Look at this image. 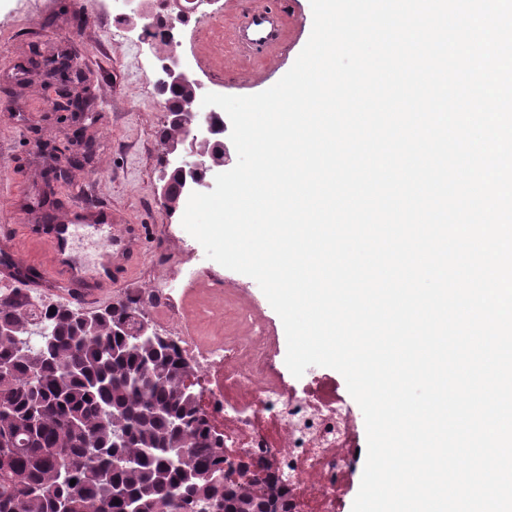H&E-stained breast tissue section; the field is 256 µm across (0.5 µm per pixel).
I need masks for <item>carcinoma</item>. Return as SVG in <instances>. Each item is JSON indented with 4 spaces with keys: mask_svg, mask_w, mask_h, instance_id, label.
<instances>
[{
    "mask_svg": "<svg viewBox=\"0 0 512 512\" xmlns=\"http://www.w3.org/2000/svg\"><path fill=\"white\" fill-rule=\"evenodd\" d=\"M24 298L0 295L11 331L0 335V512H265L272 480L256 471L253 493H239L194 365L165 338L138 335L141 304L79 316L35 313ZM37 334L51 338L44 350L19 354Z\"/></svg>",
    "mask_w": 512,
    "mask_h": 512,
    "instance_id": "obj_1",
    "label": "carcinoma"
}]
</instances>
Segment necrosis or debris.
Returning <instances> with one entry per match:
<instances>
[{
    "mask_svg": "<svg viewBox=\"0 0 512 512\" xmlns=\"http://www.w3.org/2000/svg\"><path fill=\"white\" fill-rule=\"evenodd\" d=\"M207 0H144L154 22L151 43L160 47L166 64L169 32L201 21ZM174 290L160 283L145 293V311L178 352L197 365L207 391L211 424L224 440V467L264 463L278 454L277 477L288 485L293 506L308 504L318 512H335L347 465L343 453L352 443L356 425L343 405L302 392L284 395L273 368L270 338L264 324L245 318L250 334L239 340L211 342L206 330L178 332L181 314Z\"/></svg>",
    "mask_w": 512,
    "mask_h": 512,
    "instance_id": "4bbe7bcc",
    "label": "necrosis or debris"
}]
</instances>
